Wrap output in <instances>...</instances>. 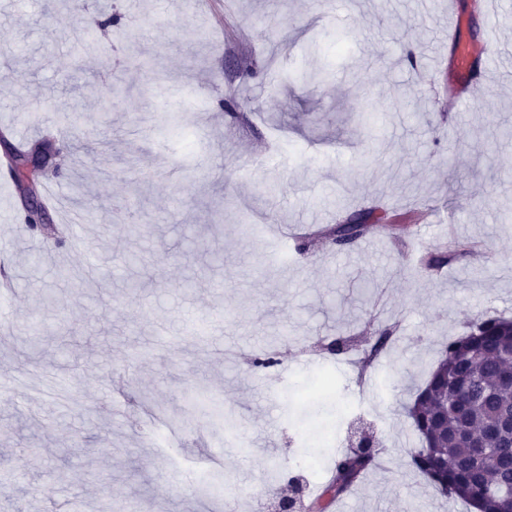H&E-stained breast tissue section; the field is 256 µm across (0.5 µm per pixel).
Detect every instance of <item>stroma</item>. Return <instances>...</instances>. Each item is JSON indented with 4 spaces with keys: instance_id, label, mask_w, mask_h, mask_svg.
Listing matches in <instances>:
<instances>
[{
    "instance_id": "obj_1",
    "label": "stroma",
    "mask_w": 512,
    "mask_h": 512,
    "mask_svg": "<svg viewBox=\"0 0 512 512\" xmlns=\"http://www.w3.org/2000/svg\"><path fill=\"white\" fill-rule=\"evenodd\" d=\"M459 2L469 38L502 48L503 78L485 82L476 60L456 110L448 0H356L347 29L319 0H0V131L51 133L66 198L97 206L78 229L92 254L57 246L20 216L42 184L0 168L14 284L0 303V512H271V472L297 456L328 472L355 419L383 454L328 512H475L413 470L404 411L449 339L512 319V8L491 21ZM264 18L284 21L288 51ZM312 36L324 56L303 53ZM320 64L328 83L294 81ZM175 88L189 106L170 130ZM368 104L375 138L357 120ZM375 205L386 220L342 252L243 230L320 229ZM133 251L135 294L114 272ZM384 329L370 371L389 388L353 393L357 350L327 363L338 391L302 401L312 370L297 357ZM267 351L275 365L255 366ZM116 375L129 402L112 397ZM230 422L243 447L215 471L224 493H183L196 431L218 453Z\"/></svg>"
}]
</instances>
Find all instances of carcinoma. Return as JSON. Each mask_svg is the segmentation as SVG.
Returning a JSON list of instances; mask_svg holds the SVG:
<instances>
[{
    "mask_svg": "<svg viewBox=\"0 0 512 512\" xmlns=\"http://www.w3.org/2000/svg\"><path fill=\"white\" fill-rule=\"evenodd\" d=\"M57 153L43 138L13 148L9 153L14 179L24 160L38 161L42 169H55ZM379 221L373 211L350 215L343 224L326 231L330 245L342 249L357 241L366 227ZM355 347L351 338H335L323 346L330 356H339ZM419 439L412 465L429 482L443 487L444 495L458 498L478 512H512V468H501L495 458H512V435L490 436L486 446L492 453L483 456L456 440L466 427L482 434L505 414H512V320L499 317L480 319L470 332L451 338L435 369L420 386L406 408ZM380 449L353 465L350 479L340 482L347 460L341 454L331 468L330 480L317 491L313 503L318 512L347 494L351 487L378 463Z\"/></svg>",
    "mask_w": 512,
    "mask_h": 512,
    "instance_id": "carcinoma-1",
    "label": "carcinoma"
}]
</instances>
